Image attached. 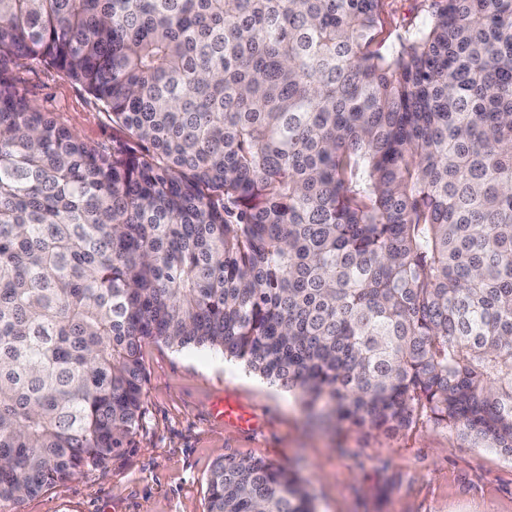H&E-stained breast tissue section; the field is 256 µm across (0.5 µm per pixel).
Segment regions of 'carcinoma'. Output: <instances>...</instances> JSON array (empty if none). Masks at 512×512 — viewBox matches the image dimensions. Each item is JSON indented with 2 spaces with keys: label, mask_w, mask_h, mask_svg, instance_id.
Returning <instances> with one entry per match:
<instances>
[{
  "label": "carcinoma",
  "mask_w": 512,
  "mask_h": 512,
  "mask_svg": "<svg viewBox=\"0 0 512 512\" xmlns=\"http://www.w3.org/2000/svg\"><path fill=\"white\" fill-rule=\"evenodd\" d=\"M0 0V512L105 467L142 345L216 349L320 418L512 457V0ZM41 64L112 117L41 111ZM208 512H315L226 457ZM381 25L376 45L385 49L398 43L416 26H419L426 15L427 4L424 0H383ZM23 94L54 118L92 144L112 143V119L79 85L55 70L31 65L17 72Z\"/></svg>",
  "instance_id": "cac0c4a2"
}]
</instances>
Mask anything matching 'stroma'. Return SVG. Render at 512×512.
I'll return each mask as SVG.
<instances>
[{
  "mask_svg": "<svg viewBox=\"0 0 512 512\" xmlns=\"http://www.w3.org/2000/svg\"><path fill=\"white\" fill-rule=\"evenodd\" d=\"M426 0H384L376 44H397L426 15ZM23 94L92 144L112 120L79 85L31 65ZM144 413L135 446L107 467L47 488L21 512H207V480L222 457L290 467L316 512H512V457L419 424L396 432L311 421L298 398L209 349L142 347ZM228 400L253 417H215Z\"/></svg>",
  "mask_w": 512,
  "mask_h": 512,
  "instance_id": "obj_1",
  "label": "stroma"
}]
</instances>
